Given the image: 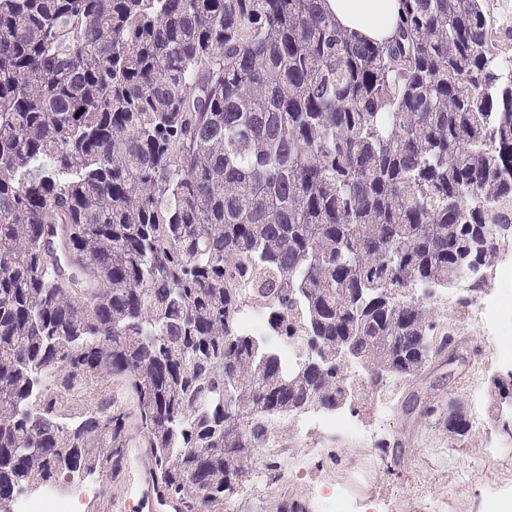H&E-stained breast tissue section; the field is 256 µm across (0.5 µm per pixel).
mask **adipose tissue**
Segmentation results:
<instances>
[{"instance_id": "1", "label": "adipose tissue", "mask_w": 512, "mask_h": 512, "mask_svg": "<svg viewBox=\"0 0 512 512\" xmlns=\"http://www.w3.org/2000/svg\"><path fill=\"white\" fill-rule=\"evenodd\" d=\"M337 25L367 42L381 43L395 33L402 0H322Z\"/></svg>"}]
</instances>
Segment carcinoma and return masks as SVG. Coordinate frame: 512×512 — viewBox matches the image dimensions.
<instances>
[{
    "label": "carcinoma",
    "instance_id": "carcinoma-1",
    "mask_svg": "<svg viewBox=\"0 0 512 512\" xmlns=\"http://www.w3.org/2000/svg\"><path fill=\"white\" fill-rule=\"evenodd\" d=\"M319 2L0 0V503L122 463L107 378L160 496L224 512L346 357L377 384L452 343L412 289L512 224V31L403 0L369 43Z\"/></svg>",
    "mask_w": 512,
    "mask_h": 512
}]
</instances>
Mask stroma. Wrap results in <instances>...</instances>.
<instances>
[{
	"mask_svg": "<svg viewBox=\"0 0 512 512\" xmlns=\"http://www.w3.org/2000/svg\"><path fill=\"white\" fill-rule=\"evenodd\" d=\"M451 289L430 307L441 330L454 342L433 355L410 378L390 377L371 384L354 361L344 365L352 402L336 409L343 424L333 433L312 429L288 432L282 442L308 449L303 463L272 460L255 451L252 470L260 482L227 493V512H286L290 503L318 512L329 494L326 479L346 477L359 499L355 512H489L493 499L512 497V405L495 392L494 377H512V365L497 361L499 340L472 318L473 304ZM456 402L470 421L467 436L448 434L426 406ZM129 448L120 471L91 477L89 495L77 512H107L108 504L140 502L139 512H157L146 497L153 469L137 424H130Z\"/></svg>",
	"mask_w": 512,
	"mask_h": 512,
	"instance_id": "35a3bbf8",
	"label": "stroma"
}]
</instances>
